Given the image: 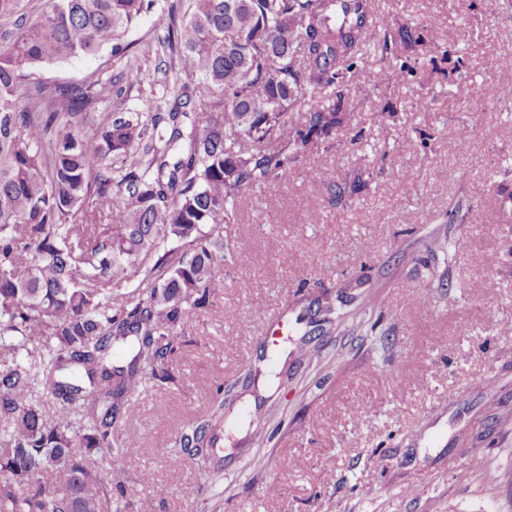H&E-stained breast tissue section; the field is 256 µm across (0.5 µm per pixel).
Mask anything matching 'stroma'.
<instances>
[{
  "instance_id": "35a3bbf8",
  "label": "stroma",
  "mask_w": 512,
  "mask_h": 512,
  "mask_svg": "<svg viewBox=\"0 0 512 512\" xmlns=\"http://www.w3.org/2000/svg\"><path fill=\"white\" fill-rule=\"evenodd\" d=\"M370 10L357 66L374 80L343 101L351 136L323 142L287 180L247 189L216 225L224 290L181 333L173 382L148 381L117 425L140 445L104 465L153 512H512V101L467 94L512 84L499 67L512 58V0H370ZM387 17L418 45L382 52ZM127 40L153 81L122 84L106 50L41 72L114 79L85 127L119 101L148 111L161 92L151 19ZM401 64L414 72L392 82ZM324 169L365 187L332 202ZM433 228L451 229L454 245L427 248ZM494 254L501 263L489 264ZM341 292L375 306V332L354 310L320 335L317 301ZM307 337L319 357L301 363ZM220 394L224 431L203 467L176 444Z\"/></svg>"
}]
</instances>
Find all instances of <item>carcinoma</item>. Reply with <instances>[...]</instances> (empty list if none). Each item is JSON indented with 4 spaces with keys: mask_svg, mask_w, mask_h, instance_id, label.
Masks as SVG:
<instances>
[{
    "mask_svg": "<svg viewBox=\"0 0 512 512\" xmlns=\"http://www.w3.org/2000/svg\"><path fill=\"white\" fill-rule=\"evenodd\" d=\"M45 2L33 15L27 0H0V509L104 512L114 470L103 458L138 447L114 431L144 387L141 367L173 380L179 335L224 289V239L208 226L344 126L367 0ZM147 15L180 75L150 111L107 112L87 132L101 79L28 84L104 49L125 57ZM383 28L384 53L413 41L402 25ZM121 77L148 73L128 63ZM321 183L338 199L359 190L328 170ZM322 312L326 327L345 318L329 299ZM116 344L132 350L125 366L112 361ZM223 427L219 397L182 427L180 448L207 460Z\"/></svg>",
    "mask_w": 512,
    "mask_h": 512,
    "instance_id": "carcinoma-1",
    "label": "carcinoma"
}]
</instances>
